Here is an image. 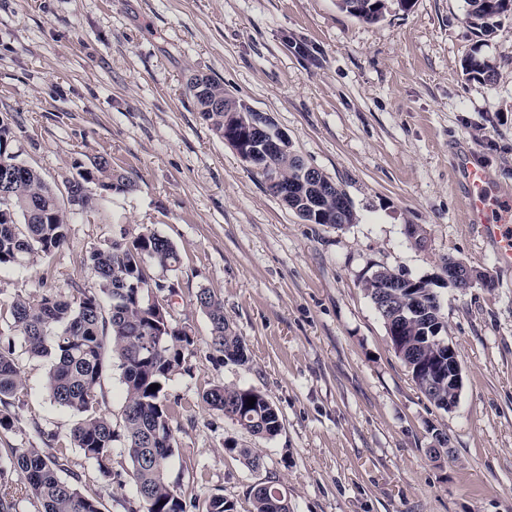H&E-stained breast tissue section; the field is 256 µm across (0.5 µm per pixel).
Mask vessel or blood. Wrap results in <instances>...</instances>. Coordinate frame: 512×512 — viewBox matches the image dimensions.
Segmentation results:
<instances>
[{"mask_svg": "<svg viewBox=\"0 0 512 512\" xmlns=\"http://www.w3.org/2000/svg\"><path fill=\"white\" fill-rule=\"evenodd\" d=\"M460 169L467 184L465 208L470 223L481 225L500 269H512V194L494 186L488 171L470 157Z\"/></svg>", "mask_w": 512, "mask_h": 512, "instance_id": "b4317fda", "label": "vessel or blood"}]
</instances>
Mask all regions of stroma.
Listing matches in <instances>:
<instances>
[{"mask_svg": "<svg viewBox=\"0 0 512 512\" xmlns=\"http://www.w3.org/2000/svg\"><path fill=\"white\" fill-rule=\"evenodd\" d=\"M472 54L496 65L495 83L466 74ZM195 74L267 113L346 192L357 221L309 224L287 209L197 112ZM1 117L50 184L100 155L134 183L70 212L47 282L36 268L0 269L1 300L42 283L96 287L82 259L124 232L148 227L178 248L175 314L196 346L190 371L166 387L180 401L170 480L223 495L235 512H251L262 481L291 512H512V270L468 223L455 167L474 153L512 192V13L484 36L464 0H389L375 24L336 0H0ZM447 258L493 282L439 291L463 370L449 411L417 389L364 290L377 269L427 278ZM203 288L222 298L246 363L212 357ZM19 359L24 389L0 448L54 440L102 512H125L137 494L123 441L119 478L101 487L69 446L72 416L47 397L49 361ZM216 385L263 393L281 432L250 434L207 407L201 395ZM439 433L448 451L436 458ZM230 444L255 449L263 468L250 471Z\"/></svg>", "mask_w": 512, "mask_h": 512, "instance_id": "stroma-1", "label": "stroma"}]
</instances>
